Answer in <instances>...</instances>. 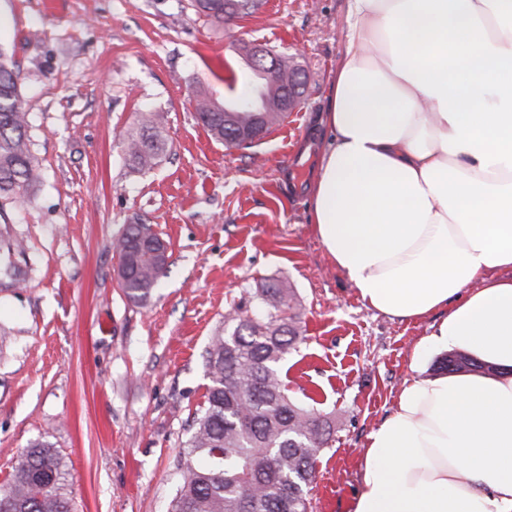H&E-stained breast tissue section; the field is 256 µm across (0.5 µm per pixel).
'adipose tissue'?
I'll return each mask as SVG.
<instances>
[{
	"mask_svg": "<svg viewBox=\"0 0 512 512\" xmlns=\"http://www.w3.org/2000/svg\"><path fill=\"white\" fill-rule=\"evenodd\" d=\"M308 191L374 310L447 314L415 348L496 372L401 389L353 512H512V0H351Z\"/></svg>",
	"mask_w": 512,
	"mask_h": 512,
	"instance_id": "obj_1",
	"label": "adipose tissue"
}]
</instances>
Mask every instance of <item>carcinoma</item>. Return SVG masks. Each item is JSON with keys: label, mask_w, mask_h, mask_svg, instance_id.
Returning a JSON list of instances; mask_svg holds the SVG:
<instances>
[{"label": "carcinoma", "mask_w": 512, "mask_h": 512, "mask_svg": "<svg viewBox=\"0 0 512 512\" xmlns=\"http://www.w3.org/2000/svg\"><path fill=\"white\" fill-rule=\"evenodd\" d=\"M211 23H224V0H193ZM278 75L263 87L261 124L270 131L287 113L281 90L299 74L292 58L277 54ZM198 119L210 136L230 146L239 143L254 122L252 112H226L206 95H195ZM165 117L141 115L124 140L133 165L152 169L166 150L161 137ZM27 113L23 111L20 71L0 52V207L17 204L41 183L34 161ZM157 237L151 225H126L115 249L132 263L121 284L126 297L147 301L163 277L166 264L138 246ZM0 272L12 284L25 285L26 272L9 263ZM261 310L249 317L241 310L224 317V329L211 337L203 359L209 386L203 406L176 457L179 481L170 512H311L309 485L316 463L331 438L329 418L288 394L281 363L300 339L293 289L281 281L257 289ZM438 373L482 372L495 368L454 352L434 366ZM67 464L54 445L31 442L0 490V512H73Z\"/></svg>", "instance_id": "carcinoma-1"}]
</instances>
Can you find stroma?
<instances>
[{"label":"stroma","mask_w":512,"mask_h":512,"mask_svg":"<svg viewBox=\"0 0 512 512\" xmlns=\"http://www.w3.org/2000/svg\"><path fill=\"white\" fill-rule=\"evenodd\" d=\"M0 0V51L21 70L42 182L0 217V486L29 442L51 441L69 465L76 512H167L175 459L208 380L202 354L255 291L295 290L304 340L283 364L290 394L333 420L310 492L313 512H352L370 433L415 375L412 353L441 315L399 320L365 306L328 257L306 186L328 134L319 123L346 42L350 0H263L214 27L190 0ZM249 41L294 56L301 105L260 142L226 148L194 109L224 98L219 63ZM161 111L167 144L133 168L123 137ZM141 221L168 245L150 299L130 302L115 240ZM24 239L25 254L7 247Z\"/></svg>","instance_id":"1"}]
</instances>
